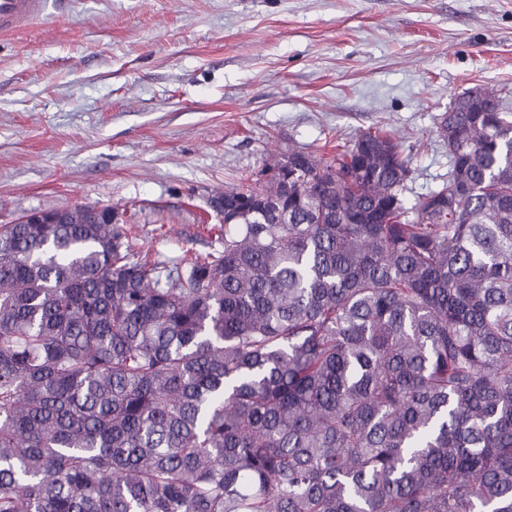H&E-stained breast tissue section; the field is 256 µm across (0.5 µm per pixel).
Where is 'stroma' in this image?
Returning <instances> with one entry per match:
<instances>
[{"mask_svg": "<svg viewBox=\"0 0 512 512\" xmlns=\"http://www.w3.org/2000/svg\"><path fill=\"white\" fill-rule=\"evenodd\" d=\"M512 110V0H47L0 36V224L109 206L168 263L219 248L208 196L385 129L415 203L456 97Z\"/></svg>", "mask_w": 512, "mask_h": 512, "instance_id": "1", "label": "stroma"}]
</instances>
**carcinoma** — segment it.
<instances>
[{
	"label": "carcinoma",
	"instance_id": "1",
	"mask_svg": "<svg viewBox=\"0 0 512 512\" xmlns=\"http://www.w3.org/2000/svg\"><path fill=\"white\" fill-rule=\"evenodd\" d=\"M440 135L410 208L383 130L288 151L183 266L1 224L0 512H512V113Z\"/></svg>",
	"mask_w": 512,
	"mask_h": 512
}]
</instances>
